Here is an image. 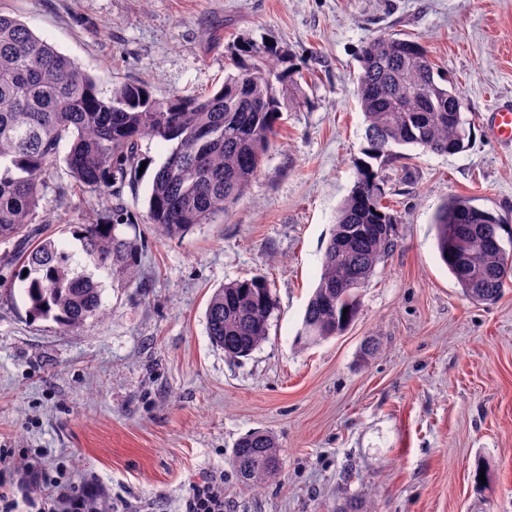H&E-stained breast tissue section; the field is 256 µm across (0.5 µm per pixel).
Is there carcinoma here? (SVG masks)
I'll list each match as a JSON object with an SVG mask.
<instances>
[{
    "instance_id": "obj_1",
    "label": "carcinoma",
    "mask_w": 512,
    "mask_h": 512,
    "mask_svg": "<svg viewBox=\"0 0 512 512\" xmlns=\"http://www.w3.org/2000/svg\"><path fill=\"white\" fill-rule=\"evenodd\" d=\"M288 63L274 45L242 41L236 73L220 88L157 98L141 83H100L20 20L0 14V240L18 246L0 257V287L18 289L32 319L67 331L104 317L105 286L95 271L136 278L139 243L118 222L77 224L74 238L94 270L73 264L72 254L35 228L49 223L37 213L43 190L52 183L60 197L94 189L116 198L137 182L142 141L155 139L172 147L151 182L148 223L169 239L223 223L255 179L281 112L300 106ZM359 63L366 145L305 308L302 347L348 330L358 291L398 246L397 219L373 162L404 159L409 146L452 155L470 138L456 107L460 93L421 43L380 36L362 46ZM63 146L67 183L56 168ZM433 228L440 258L464 296L477 304L496 300L512 277V254L500 236L512 235V227L455 195L438 209ZM274 310L266 277L231 281L207 302V334L226 357H247L267 339ZM232 464L244 487L265 484L279 471L275 438L263 431L240 438Z\"/></svg>"
}]
</instances>
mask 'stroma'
<instances>
[{
	"instance_id": "35a3bbf8",
	"label": "stroma",
	"mask_w": 512,
	"mask_h": 512,
	"mask_svg": "<svg viewBox=\"0 0 512 512\" xmlns=\"http://www.w3.org/2000/svg\"><path fill=\"white\" fill-rule=\"evenodd\" d=\"M91 75L144 83L157 97L219 87L243 40L274 44L302 72L307 103L282 112L247 194L223 223L160 236L145 199L169 146L143 141L147 165L120 205L143 241L139 277L106 281L103 319L74 332L30 320L0 288V448L10 453L18 512H32L27 467L63 470L112 512H179L191 484L224 476V512H512V279L474 304L440 261L433 217L468 195L512 225V148L485 116L512 100V0H0ZM384 34L420 41L454 82L470 122L466 150L408 148L379 171L398 246L359 292L343 335L295 338L317 285L336 212L365 144L358 55ZM39 215L108 222L101 193ZM266 276L276 310L267 340L233 360L206 332L224 283ZM378 353L361 360L366 340ZM274 436L278 476L240 485L232 449ZM484 471L486 483L473 476Z\"/></svg>"
}]
</instances>
